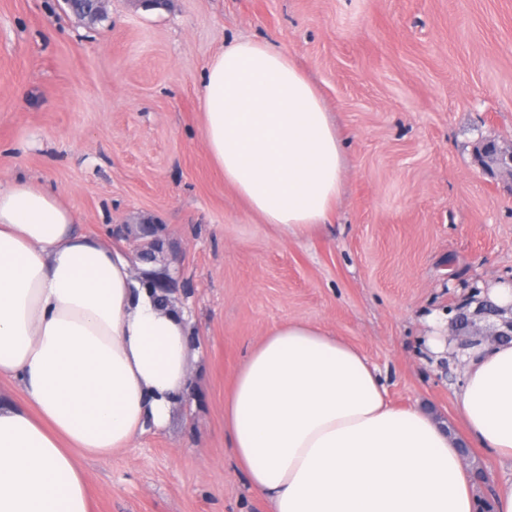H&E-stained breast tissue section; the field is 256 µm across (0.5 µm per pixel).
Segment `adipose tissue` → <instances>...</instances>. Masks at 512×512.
I'll return each mask as SVG.
<instances>
[{
    "mask_svg": "<svg viewBox=\"0 0 512 512\" xmlns=\"http://www.w3.org/2000/svg\"><path fill=\"white\" fill-rule=\"evenodd\" d=\"M206 149L283 241L330 223L343 142L285 52L236 38L203 84ZM60 195L0 185V512H91L79 456L164 426L192 379L187 330L122 243L77 229ZM456 408L475 447L512 460V340L469 350ZM224 432L272 512H475L445 425L392 407L365 355L322 327L266 331L224 402Z\"/></svg>",
    "mask_w": 512,
    "mask_h": 512,
    "instance_id": "1",
    "label": "adipose tissue"
}]
</instances>
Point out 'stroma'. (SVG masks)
<instances>
[{"mask_svg":"<svg viewBox=\"0 0 512 512\" xmlns=\"http://www.w3.org/2000/svg\"><path fill=\"white\" fill-rule=\"evenodd\" d=\"M235 37L285 51L345 145L331 223L280 241L224 184L204 144L203 76ZM512 144V0H0V182L58 193L82 231L163 242L138 278H169L193 386L167 424L83 459L93 512H271L236 467L224 397L272 326L301 320L359 347L390 403L463 443L487 494L512 462L465 442L467 346L499 339L490 291L512 285V180L476 146ZM444 342L435 355L428 339Z\"/></svg>","mask_w":512,"mask_h":512,"instance_id":"obj_1","label":"stroma"}]
</instances>
